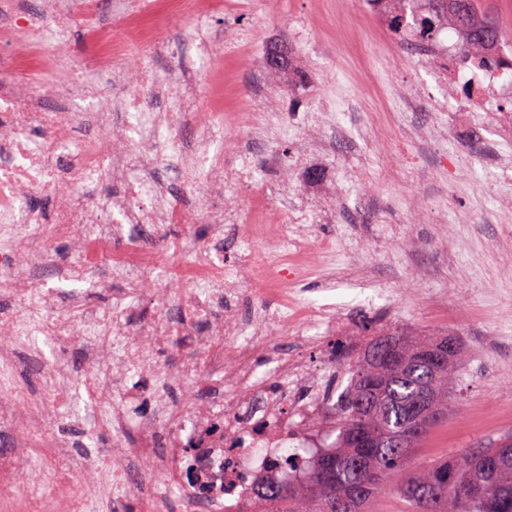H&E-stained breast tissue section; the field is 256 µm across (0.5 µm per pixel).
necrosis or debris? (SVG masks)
Wrapping results in <instances>:
<instances>
[{"label":"necrosis or debris","instance_id":"4bbe7bcc","mask_svg":"<svg viewBox=\"0 0 512 512\" xmlns=\"http://www.w3.org/2000/svg\"><path fill=\"white\" fill-rule=\"evenodd\" d=\"M220 6L165 0L146 24L128 0H110L113 24L90 29L89 51L76 55L71 0L36 10L0 0V291L10 304L0 310V366L24 357L44 388L36 401L0 382V512H252L254 488L304 481L305 464L288 465L287 449L331 445L332 373L283 348L314 344L307 327L319 318L347 351L360 349L345 318L305 296L315 251L301 227L316 215L284 202L254 206L247 219L203 209L196 184L236 193L256 182L255 149L225 140L209 113L187 112L186 95L156 104L153 57L170 56L169 77L184 71L170 26ZM432 46L448 61L449 93L512 111V46L467 55L451 21ZM163 170L175 188H164ZM34 192L52 200L48 217L31 208ZM202 223L206 245L188 247ZM259 241L272 255L258 264ZM102 259L109 274L92 280ZM172 264L188 288L172 285ZM65 283L76 290L62 309ZM94 290L111 291V307L93 304ZM76 350L94 425L111 438L104 452L76 451L56 421ZM260 357L277 387L257 376ZM37 448L50 454L46 482L28 470Z\"/></svg>","mask_w":512,"mask_h":512}]
</instances>
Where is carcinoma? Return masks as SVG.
Instances as JSON below:
<instances>
[{
	"label": "carcinoma",
	"mask_w": 512,
	"mask_h": 512,
	"mask_svg": "<svg viewBox=\"0 0 512 512\" xmlns=\"http://www.w3.org/2000/svg\"><path fill=\"white\" fill-rule=\"evenodd\" d=\"M429 4V15L417 27L421 41L448 14L468 31L474 51L502 36L496 23L481 14L476 0H429ZM449 339L439 333L373 339L361 357L346 364L349 385L336 404L334 446L310 461L304 483L258 487L256 512H368L369 505L391 484L412 512H512L511 433L502 435L491 448H464L437 460L413 463L433 429L448 419L462 347L455 345L446 364L432 375L421 364L420 353L424 349L445 353ZM384 344L399 355V361L374 356ZM369 380L378 382L379 388L373 403L362 405ZM423 392L430 400L418 413L414 406ZM357 433L373 436L378 446L369 450L352 447ZM461 486L479 493L461 498L457 494Z\"/></svg>",
	"instance_id": "cac0c4a2"
}]
</instances>
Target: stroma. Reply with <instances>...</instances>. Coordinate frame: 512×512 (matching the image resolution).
<instances>
[{"instance_id": "obj_1", "label": "stroma", "mask_w": 512, "mask_h": 512, "mask_svg": "<svg viewBox=\"0 0 512 512\" xmlns=\"http://www.w3.org/2000/svg\"><path fill=\"white\" fill-rule=\"evenodd\" d=\"M208 40L215 55L196 64L187 81L195 112H251L266 127L268 143L255 155L261 191L234 198L201 194L208 208L248 215L256 197L276 198L293 185L302 205H317L337 222L315 225L322 263L308 286L313 297L335 303L354 332L373 338L445 332L458 339L459 367L447 422L429 436L417 459L461 448H486L512 433V223L495 219L512 204V174L480 181L471 155L454 177L434 174L435 148L406 138L409 124L440 123L453 138L472 120L494 150L512 153L507 113H435L443 78L420 67L429 48L394 35L356 0H224V9L186 23ZM388 72L403 86L428 88L414 111H378L374 81ZM347 91L356 109L337 115L342 142L307 153L308 131L279 138L281 125H300L312 101ZM475 210L471 224H439L438 211ZM336 288L323 287L327 268Z\"/></svg>"}]
</instances>
